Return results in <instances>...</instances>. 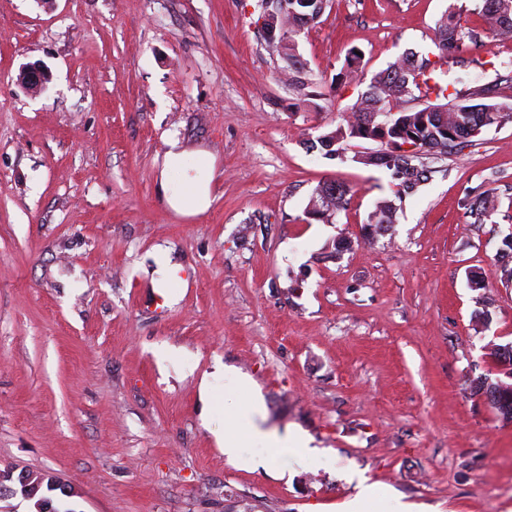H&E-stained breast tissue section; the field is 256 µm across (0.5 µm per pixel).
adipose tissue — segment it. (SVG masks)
Masks as SVG:
<instances>
[{
  "instance_id": "obj_1",
  "label": "adipose tissue",
  "mask_w": 512,
  "mask_h": 512,
  "mask_svg": "<svg viewBox=\"0 0 512 512\" xmlns=\"http://www.w3.org/2000/svg\"><path fill=\"white\" fill-rule=\"evenodd\" d=\"M189 154L177 139H170L165 154L164 169L160 173V189L166 204L176 213L184 216H195L205 212L211 205V194L208 183L188 175L187 159ZM183 171V180L174 182L169 178L170 169ZM234 380L239 391L247 392L250 408L248 411L236 414L231 427L225 428L222 437L224 455L227 460L241 468L256 470L271 469L274 453L289 449L302 448L306 451V461L309 466H316L320 461L317 449L308 447L305 437L295 429L282 432L263 428L260 419L264 415L259 393L252 391L250 380L242 375H235ZM252 439L270 448L267 456L243 458L241 448L245 439Z\"/></svg>"
}]
</instances>
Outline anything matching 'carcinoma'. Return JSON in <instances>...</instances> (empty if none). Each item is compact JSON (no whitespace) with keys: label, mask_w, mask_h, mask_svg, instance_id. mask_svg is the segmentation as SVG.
Segmentation results:
<instances>
[{"label":"carcinoma","mask_w":512,"mask_h":512,"mask_svg":"<svg viewBox=\"0 0 512 512\" xmlns=\"http://www.w3.org/2000/svg\"><path fill=\"white\" fill-rule=\"evenodd\" d=\"M328 0H288V8H267L261 0L262 10H271L270 24L276 32H288V40L272 43L281 58L288 63V86L300 100H328L330 92L324 85L311 79L310 72L299 60L295 39L296 25L313 29L320 23ZM482 15L495 36H512V0H483ZM481 41L480 33L461 24V8L450 7L440 20L433 44L435 51L409 52L400 55L388 67L371 77L369 90L351 107V116L336 129L317 137L321 148L329 156L340 155L351 139L371 140L380 144V166L391 171L395 180L396 200H404L415 194L419 187L431 178L434 170L424 160L426 155L446 154L449 150L463 147L469 139L491 126L512 122V105L492 101L494 91L483 87L469 93L455 91L447 94L448 87L436 78V71L447 59L467 48V44ZM363 71V54L352 49L345 57L340 71L333 75L330 86L340 87L359 77ZM435 96L423 106L414 101ZM445 102H439V99ZM477 103H471V100ZM376 114L377 120L368 123L366 117ZM339 194L335 209L323 212L319 219L331 222L335 215L346 210L351 188L336 181ZM475 222L483 223L497 211L494 195L486 192L465 203ZM400 206L395 200L383 199L376 203L370 217L372 224H394ZM496 361L512 372V343L492 348ZM475 387L487 394L500 418L512 422V386L492 383L486 377L473 379Z\"/></svg>","instance_id":"carcinoma-1"}]
</instances>
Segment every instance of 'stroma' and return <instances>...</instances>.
I'll use <instances>...</instances> for the list:
<instances>
[{"mask_svg": "<svg viewBox=\"0 0 512 512\" xmlns=\"http://www.w3.org/2000/svg\"><path fill=\"white\" fill-rule=\"evenodd\" d=\"M448 6L330 0L300 59L328 79L355 47L377 72L433 50ZM33 62L50 74L37 96L16 82ZM286 68L260 0H0V468L55 474L73 512H341L363 484L382 512H512V423L471 384L504 380L490 350L512 343V123L435 159L396 224L370 231L394 187L354 157L377 142L348 141L341 161L310 146L367 82L320 109ZM437 78L512 105V43L469 46ZM172 137L203 155L202 214L162 198ZM336 179L347 210L308 218ZM486 191L499 207L478 224L464 203ZM162 248L181 267L167 289ZM218 363L321 466L300 448L269 471L229 464L224 406L200 393L228 389ZM336 184L338 185L339 187V191H338V196L336 197V205H335V209L332 211V212H329V213H326V210H325V207L323 206L324 204V196H322L321 194L325 191V188H324V184H319L313 191L310 199H309V202H308V205L306 207V213L308 214V207L310 205V202L314 199V198H317V202L319 204V206L322 208V210L324 212H322L318 219L320 220H325L327 223L331 222L332 219L335 217V215L341 211H344L346 210L348 204H349V200L350 198L348 197L350 195V193L352 192L351 188L344 182L342 181H339V180H336L335 181Z\"/></svg>", "mask_w": 512, "mask_h": 512, "instance_id": "35a3bbf8", "label": "stroma"}]
</instances>
